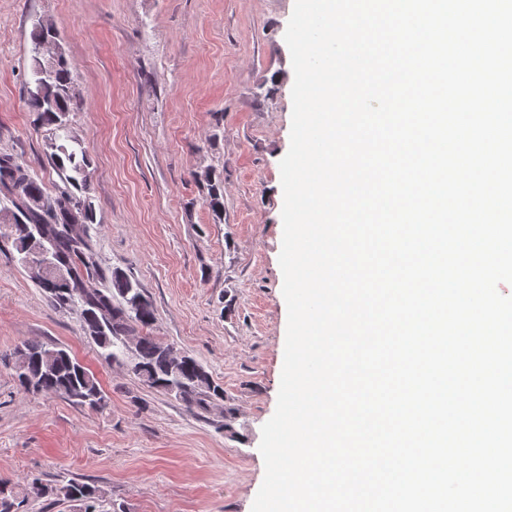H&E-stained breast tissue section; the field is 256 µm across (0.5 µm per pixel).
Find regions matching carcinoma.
<instances>
[{"instance_id":"carcinoma-1","label":"carcinoma","mask_w":512,"mask_h":512,"mask_svg":"<svg viewBox=\"0 0 512 512\" xmlns=\"http://www.w3.org/2000/svg\"><path fill=\"white\" fill-rule=\"evenodd\" d=\"M30 74L46 66L38 54L48 39V30L32 26ZM26 106L35 116L34 124L45 130L50 140L49 160L61 184L49 194L41 179L27 176L17 184L14 172L17 159L0 154V224L8 227L21 259L32 252H51L68 270V278L52 285L40 280L37 285L47 298L60 307L73 306L80 312L82 327L101 349L107 362L128 364L138 380L148 387L173 395L192 412L206 411L224 400V388L203 365L185 356L179 367L172 365V346L154 336L151 328L156 316L139 284L120 270L106 273L97 261V245L87 227L96 223V210L84 195L89 160L69 125L70 113L77 110L78 98L69 58L56 60L51 74L34 90L27 91ZM206 203L221 220L224 218V176L214 171L204 174ZM94 279L107 282L103 289L89 288ZM138 337L135 353L123 354L124 339ZM14 367L21 387L24 377L39 378L41 392L55 395L76 405L99 409L106 405L98 379L63 346L29 341L15 348ZM62 497L85 505L84 512H98L100 490L89 483H29L18 490L10 481L0 479V512H17L16 501L29 496Z\"/></svg>"}]
</instances>
